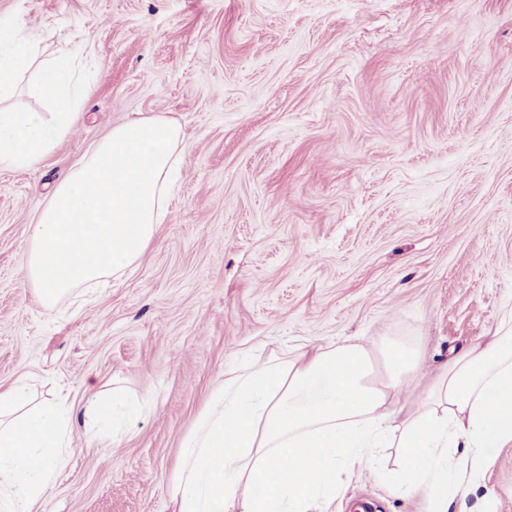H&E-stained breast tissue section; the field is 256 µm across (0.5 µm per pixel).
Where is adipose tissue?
Instances as JSON below:
<instances>
[{"label": "adipose tissue", "mask_w": 512, "mask_h": 512, "mask_svg": "<svg viewBox=\"0 0 512 512\" xmlns=\"http://www.w3.org/2000/svg\"><path fill=\"white\" fill-rule=\"evenodd\" d=\"M33 57L30 38L0 28V168L39 162L76 117L64 56L38 65L36 89L54 113L4 107ZM180 143L171 120L137 119L114 126L70 167L28 228L25 278L44 306L142 261L165 218ZM26 402L24 384L0 390L5 512H31L70 442L73 405L19 416ZM510 443L512 312L428 378L418 350L387 336L241 365L212 391L184 439L170 497L173 512H328L344 476L374 467L392 448V485H426L429 512H448L489 451ZM305 468L310 477H299Z\"/></svg>", "instance_id": "adipose-tissue-1"}]
</instances>
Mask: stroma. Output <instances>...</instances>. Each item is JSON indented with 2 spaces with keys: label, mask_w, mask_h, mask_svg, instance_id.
Here are the masks:
<instances>
[{
  "label": "stroma",
  "mask_w": 512,
  "mask_h": 512,
  "mask_svg": "<svg viewBox=\"0 0 512 512\" xmlns=\"http://www.w3.org/2000/svg\"><path fill=\"white\" fill-rule=\"evenodd\" d=\"M37 59L73 57L79 116L0 169V387L144 401L70 420L32 512H171L180 446L246 361L353 336L425 372L512 308V0H0ZM181 129L182 176L141 265L44 307L23 270L37 205L113 126ZM428 512L364 469L330 512ZM448 512H512V444ZM117 406L126 407L123 413V420L125 423L131 421L138 413L137 405L124 404L122 399L116 395L114 389H112V401L106 400L103 392L94 393L83 406V413L84 416L90 420L104 422L109 420L111 417L112 419L114 418Z\"/></svg>",
  "instance_id": "obj_1"
}]
</instances>
